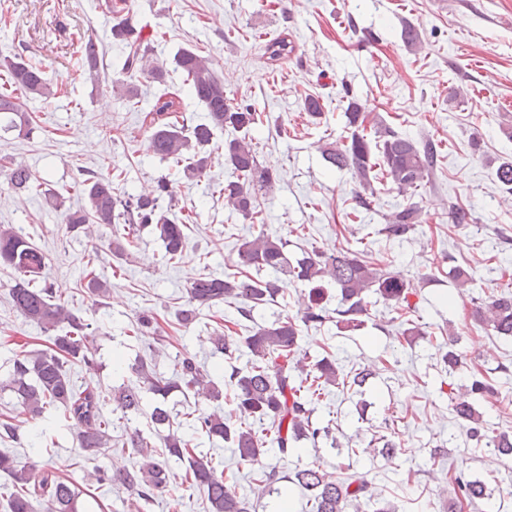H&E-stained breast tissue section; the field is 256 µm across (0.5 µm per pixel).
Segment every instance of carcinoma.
I'll return each instance as SVG.
<instances>
[{
    "label": "carcinoma",
    "mask_w": 512,
    "mask_h": 512,
    "mask_svg": "<svg viewBox=\"0 0 512 512\" xmlns=\"http://www.w3.org/2000/svg\"><path fill=\"white\" fill-rule=\"evenodd\" d=\"M112 38L129 48L123 70L148 71L158 82H165V72L149 56L151 38L143 37L142 30L133 26L129 14L130 0H112ZM81 67L88 75L97 72L100 54L97 44L89 38L80 42ZM292 46L288 38L268 41L265 54L271 61L288 59ZM188 91L201 102L208 112L209 121L188 129L178 120L179 102L163 94L146 113L144 124L153 153L163 160L183 166L184 173L201 178L209 167L210 155L200 152L209 145L217 129L230 130L234 136L224 141V161L232 170V180L220 192L224 204L233 212L249 219L256 214L258 198L270 195L275 189L272 169L259 164L251 130L259 116L251 105H232L224 95V82L215 76L208 60L195 49L183 47L175 56ZM53 95L42 66L29 63L20 56H0V115H9L5 129L29 133L31 118L23 109L25 98H48ZM363 104L350 100L345 110L348 125L354 128L350 140L327 142L320 147L323 159L333 168L348 170L370 185L369 172L381 166L391 182L401 192L418 190L429 178L437 158V148L429 140H418L401 134L379 122L373 125V137L365 134L361 119ZM197 147V152L184 157V151ZM0 168L7 169L11 188L17 191H36L41 186L29 167L12 156L0 158ZM82 191L88 205L64 216L71 232L87 230L94 224L112 227V251L128 258V246L135 243V232L141 226H152L159 233L168 261L181 258L186 247L185 225L168 217L161 201L172 197L171 183L160 181L149 190L138 194L121 195L112 186V178L92 175L82 182ZM420 208L411 203L393 212L381 232L388 237L407 236L419 223ZM47 256L39 247L11 229L0 228V265L14 271L7 283L12 307L26 319L46 328L66 325V331L53 338V348L34 354H24L12 361L0 390H6L14 406L22 415L37 417L47 409L61 410L64 419L80 426L76 436L83 456L90 460L99 455L111 440L112 417L104 413L106 401L114 402L123 415L143 412L144 396L151 394L156 405L150 413L156 426L170 425V413L165 408L168 396L179 391H195L211 399L221 398L222 392L214 381L188 356L182 361V376L166 378L157 373L144 360L133 367L142 385H121L112 388L106 396L102 390L87 383L77 385L71 378L69 367L79 365L86 371H98L99 363L93 347L94 336L89 332L92 324L74 314L57 300L53 288L36 284L37 277L46 267ZM236 267L240 272L217 276L200 274L188 286L187 307L178 311V320L187 326L195 322L200 308L230 298L240 299L239 315L254 322L246 336H226L217 330L210 337L214 352L224 353L232 346L244 347L249 355L246 371H232L229 376L233 387L234 417L219 412L199 413L191 418L189 426L194 433L211 440H222L233 448L238 458L251 465H259L267 453L265 444L290 453L303 440L317 441L328 435L329 427H315L311 417L324 391L340 384L362 386L370 376L363 369L344 375L334 359L324 356L306 370L294 362L301 327H317L326 322L322 303L325 298L324 278L336 288V323L347 331H355L363 324L368 311V293H373L388 305L403 310L412 307L411 297L416 295L414 285L392 275L379 264L367 260L364 253L342 248L332 253L305 251L292 261L286 252V242L270 234L261 233L239 247ZM272 271L290 276L311 285L300 317L285 316L270 323L254 321L253 311L275 301L280 288L275 280L240 278L239 273ZM476 318L495 336L512 339V292H503L476 306ZM495 385L487 378L472 381L467 394L450 397L454 417L469 426L470 436L481 439L483 413L477 399L495 393ZM267 421L272 434L263 440L252 428V422ZM487 444L502 456H512V436L507 433L487 437ZM141 460L117 473L107 469L95 472V480L103 485H119L130 491L135 500L131 508L140 512L142 506L161 498L169 491L176 474L170 461L185 465L181 480L204 495L209 512H250L249 503L241 499L224 483V475L217 474L208 457L195 453L190 441L172 432L164 438L161 454L142 434L131 436ZM0 475L19 488L7 495L6 512H33L34 503L45 505V512H80L78 501L82 490L71 478L58 476L50 468L36 463L22 464L15 456L0 451ZM291 483L313 493L314 512H346L364 502L373 504V512H392V507L369 492V484L362 477L346 479L333 476L318 466L299 469ZM458 501L455 506H475L488 498L485 484L460 473L455 477Z\"/></svg>",
    "instance_id": "obj_1"
}]
</instances>
